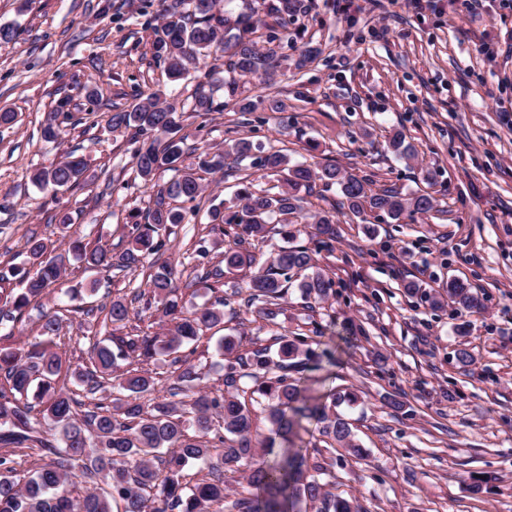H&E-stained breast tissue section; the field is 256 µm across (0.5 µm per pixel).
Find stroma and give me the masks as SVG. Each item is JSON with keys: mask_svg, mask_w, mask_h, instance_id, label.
<instances>
[{"mask_svg": "<svg viewBox=\"0 0 512 512\" xmlns=\"http://www.w3.org/2000/svg\"><path fill=\"white\" fill-rule=\"evenodd\" d=\"M141 6L0 0V27L14 32L0 41V110L16 114L0 126V271L27 265L32 238L125 248L130 215L149 197L131 169L128 133L112 131L106 115L153 92L184 101L195 85L168 82ZM258 46L281 57L280 67L242 84L253 111L184 121L200 150L246 137L295 161L337 165L374 190L426 187L435 199L431 212L401 224L381 212L351 215L334 187L307 199V214L338 220L335 241L319 256L334 292L315 301L289 288L280 320L311 352L300 373L305 396L321 403L333 390L357 392L358 402L338 411L366 450L361 461L330 453L316 421L305 419L299 435L308 457L334 474L331 492L367 512H512V11L497 0L473 12L464 0H428L419 9L410 0H302L287 35ZM308 46L315 55L296 68ZM269 96L285 111H269ZM62 102L78 124L45 141L41 129ZM397 130L415 146L414 159L391 151ZM73 150L88 161L80 185L55 193L32 183L34 169ZM428 169L436 173L430 187L422 181ZM65 212L73 217L66 229L58 222ZM202 238L221 259L225 239L201 212L174 228L163 261L181 265ZM146 275L141 268L105 277L71 261L61 285L21 322L0 325V336L25 342L43 312L66 308L65 358L86 363L100 326L81 307L111 304ZM248 276L225 277L224 323L192 356L208 388L222 375L217 338L239 337L247 350L272 342L264 321L239 310L235 291ZM452 279L473 288L481 310L431 309L430 296ZM407 281L419 285L417 296L404 295ZM462 346L474 356L465 368L455 357ZM393 397L401 409L389 406ZM486 473L494 482L473 492L474 477Z\"/></svg>", "mask_w": 512, "mask_h": 512, "instance_id": "obj_1", "label": "stroma"}]
</instances>
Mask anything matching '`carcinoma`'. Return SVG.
<instances>
[{
    "instance_id": "1",
    "label": "carcinoma",
    "mask_w": 512,
    "mask_h": 512,
    "mask_svg": "<svg viewBox=\"0 0 512 512\" xmlns=\"http://www.w3.org/2000/svg\"><path fill=\"white\" fill-rule=\"evenodd\" d=\"M162 5L160 19L149 11L154 2ZM299 9V0H277L267 7V15L288 30V22ZM144 25L155 32L156 57L166 64L173 81L197 72L200 61H224L228 78H213L196 84L189 103L198 115L222 112L233 101L242 112L255 104L237 99L239 83L261 79L276 67L275 53L257 48L254 34L263 20L255 13L234 19L218 8L217 0H143ZM224 89L227 100L215 99ZM65 104L47 120L42 137L57 140L72 114ZM182 113L177 105L163 103L158 94L139 98L129 109H112L107 124L114 131H128L141 142L132 156L133 170L144 185L153 183L160 171L173 177L159 187L148 206L131 214L126 225L127 246L120 252L79 239L47 259L48 245L40 239L29 242V253L37 270L30 275L12 270L21 288H3L8 276L0 273V324L16 322L32 301L62 280L69 257L95 271H132L145 265L153 268L146 288L131 291V298L112 300L102 321L104 335L88 350V363L71 375L80 391L59 386L63 368L57 338L62 328L58 312L42 314L36 336L21 347L0 346V445L37 448L50 462L28 476H21L0 458V512H294L299 503L315 512H366L360 505L326 490L331 471L313 463L290 446L294 430L302 418H316L319 435L331 448L339 447L361 460L364 450L350 423L327 405L307 406L294 373L303 368L307 351L298 339L275 337L278 350L260 345L239 352V342L223 336L217 350L224 359L221 386L207 390L205 375L181 349L195 344L224 322V297L210 304L187 309L180 292V276L165 263L155 265L149 258L165 246L172 228L185 223L187 211L172 205L176 200L196 202L203 185L197 169L239 178L233 207H210L212 230L228 238L224 257L213 262L205 239L198 241L191 261L202 270L200 279L209 290L224 284V274L243 266L253 268L241 299L246 310L257 313L270 326L279 325L282 301L295 274L302 295L323 300L333 292L334 281L319 266L318 251L291 244L299 229L298 219L306 218L304 195L313 193L315 183L338 187L342 205L361 217L366 212H383L400 222L427 214L434 208L432 195L417 191L404 193L382 188L373 193L364 179L333 164L312 168L291 163L279 150L239 138L224 151L200 160L198 168L183 165L191 150L182 130ZM250 166L279 176L277 190H252L253 184L239 177L244 161ZM87 162L73 153L66 159L36 170L32 181L54 192L69 189L80 181ZM280 224L284 244L270 250L262 262L257 256L268 246V225ZM240 226L243 232L225 226ZM312 235L326 246L336 240V221L331 215H316ZM448 300L466 310H478L481 302L459 280L448 282ZM144 305L135 310L132 305ZM161 314L166 331L150 333L130 324ZM160 355L172 357L170 401L155 396L158 379L147 366ZM112 387V405L96 401L97 393ZM268 423L270 436L255 446L252 428L256 410ZM286 445L275 447L276 439ZM196 466L203 476L191 483L186 470ZM248 471V485L254 493L228 499L224 475ZM84 477L103 484L81 498L72 496L73 480Z\"/></svg>"
}]
</instances>
